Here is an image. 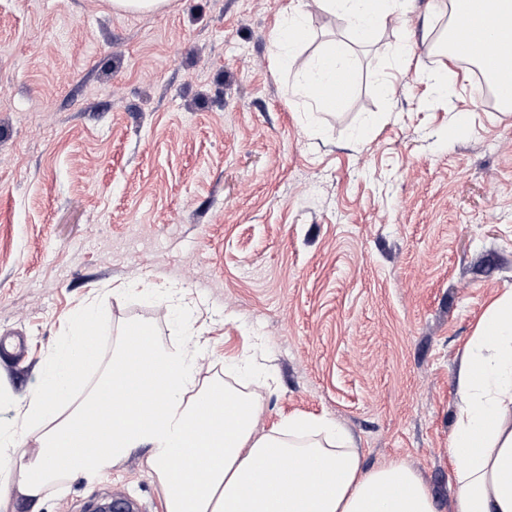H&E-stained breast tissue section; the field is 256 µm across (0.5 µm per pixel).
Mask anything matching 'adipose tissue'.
Masks as SVG:
<instances>
[{
    "mask_svg": "<svg viewBox=\"0 0 512 512\" xmlns=\"http://www.w3.org/2000/svg\"><path fill=\"white\" fill-rule=\"evenodd\" d=\"M495 2L491 15L475 10L474 0H432L430 7L453 18L471 13L475 27L512 45V0ZM412 3L299 0L281 35L290 42L305 34V17L324 11L343 16L366 41L390 20L406 19ZM352 72L350 54L338 44L297 70L293 85L316 109L329 112L333 106L317 87ZM84 319L24 410V419L41 428L35 450L27 451L16 432L0 431V447L10 451L0 506L15 494L39 506L46 487L75 465L108 466L150 445L148 465L161 486L164 512H435L414 471L397 462L363 470L359 449L335 423L291 416L257 434L259 396L220 382L199 383L194 352L171 351L146 323L127 328L96 384L76 396L87 367L100 358L91 335L95 315ZM108 385L129 392L130 400L113 418L91 415L88 404ZM145 385L156 400L136 397ZM456 397L454 512H512V290L493 300L478 322L464 350Z\"/></svg>",
    "mask_w": 512,
    "mask_h": 512,
    "instance_id": "1",
    "label": "adipose tissue"
}]
</instances>
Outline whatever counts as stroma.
<instances>
[{"label":"stroma","mask_w":512,"mask_h":512,"mask_svg":"<svg viewBox=\"0 0 512 512\" xmlns=\"http://www.w3.org/2000/svg\"><path fill=\"white\" fill-rule=\"evenodd\" d=\"M415 0L369 43L312 14L295 68L347 45L338 112L292 91L276 35L292 0H0V427L94 304L100 359L135 323L199 342L206 380L253 388L257 429L330 419L365 468H411L454 512L448 444L464 345L512 290V114L477 70L425 79L446 16ZM148 449L47 488L82 512L104 487L162 512ZM112 8L128 14L155 13L164 10L169 0H112Z\"/></svg>","instance_id":"obj_1"}]
</instances>
